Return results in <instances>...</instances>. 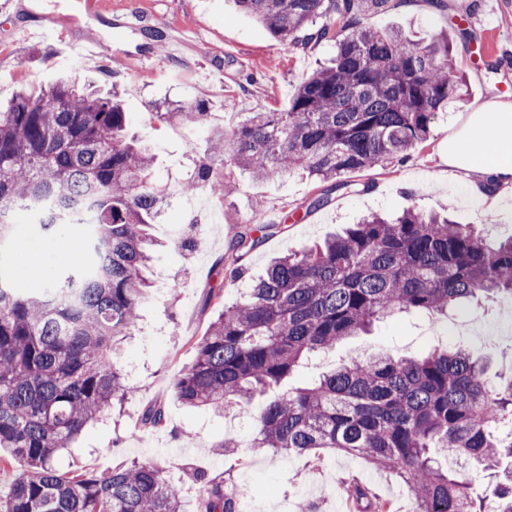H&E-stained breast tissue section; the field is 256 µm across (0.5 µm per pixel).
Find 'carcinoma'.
I'll list each match as a JSON object with an SVG mask.
<instances>
[{
    "instance_id": "obj_1",
    "label": "carcinoma",
    "mask_w": 512,
    "mask_h": 512,
    "mask_svg": "<svg viewBox=\"0 0 512 512\" xmlns=\"http://www.w3.org/2000/svg\"><path fill=\"white\" fill-rule=\"evenodd\" d=\"M389 0H235L280 42L331 39L330 63L305 76L288 108L258 112L214 145L221 161L273 181L304 171L323 186L308 209L349 186L344 174L406 159L426 143L438 115L466 97L448 39L427 44L362 26ZM328 22L316 26L318 20ZM199 123L205 104L156 106ZM118 95L69 81L23 90L0 109V246L19 222L43 235L76 226L78 257L63 273L16 287L0 263V471L26 469L0 496V512H186L183 486L158 466L133 461L104 473L61 474L57 456L135 387L116 359L155 292L148 233L163 189L154 157L125 136ZM225 192L212 160L198 163L182 191ZM273 227L248 224L232 249L241 259ZM512 299V237L490 243L472 224L410 207L373 214L323 244L272 262L223 308L176 376L179 401L222 413L246 409L280 388L309 354L370 331L395 313L438 319L458 304ZM469 349L412 357L354 358L306 387L253 409L255 431L213 445L307 454L331 450L395 472L411 512H512V439L494 438L512 418V380L490 386ZM467 457L497 479L476 498L470 482L433 455ZM200 512H244L247 494L228 479L195 474ZM358 512H391L357 481L345 483Z\"/></svg>"
}]
</instances>
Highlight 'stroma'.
<instances>
[{
  "label": "stroma",
  "mask_w": 512,
  "mask_h": 512,
  "mask_svg": "<svg viewBox=\"0 0 512 512\" xmlns=\"http://www.w3.org/2000/svg\"><path fill=\"white\" fill-rule=\"evenodd\" d=\"M72 0H0V103L23 88H37L60 79L118 91L131 122L128 133L155 156V177L167 191L166 203L151 226L160 241L151 269L159 294L147 302L134 335L121 347L120 362L132 367L133 397L114 410L108 422L88 427L71 452L58 456L64 474L81 468L107 472L131 461H151L175 477L188 479L207 472H230L245 489L246 512H336L344 499L341 482L354 477L391 501L394 512H410V494L395 473L373 467L362 458L335 452L321 459L280 455L267 449H245L230 465L214 445L227 435L248 438L254 429L246 412L217 416L182 406L173 380L194 356L222 306L235 301L237 286L225 277L233 254L230 241L239 226L255 219H277L273 236L240 261L244 279L262 274L270 260L323 242L343 226L370 212L398 213L408 206L448 213L472 224L487 238L512 235V206L486 212L457 182L441 177V151L460 114L490 100L512 102V0L495 23L498 51H481L479 25L488 0H390L386 9L366 15L364 26L402 29L413 40L445 34L467 82V104L440 114L430 139L411 156L385 167L347 174L345 189L330 203L309 210L318 192L315 180L299 174L284 181L259 182L235 167H225L229 188L215 197L208 186L183 193L181 185L200 160L211 154L214 136L236 128L252 112L287 108L300 80L335 53L333 42L304 47L280 43L233 0H108L110 9L92 24L70 20ZM148 17L142 31L114 27L112 10ZM48 16L59 35L47 42L17 38L15 28ZM102 35L113 52L133 56V63L113 70L111 63H91L72 54L69 43L86 29ZM203 100L205 120L199 124L161 121L152 115L155 102ZM79 245L76 232L38 236L22 228L6 248L15 282L26 288L56 275L67 265L57 252L59 239ZM475 350L487 365L485 378L496 385L512 376V303L474 300L450 310L447 323L423 315L400 314L377 323L370 333L347 338L336 347L302 361L292 386H306L334 365L371 350L422 354L442 345ZM165 412L164 427L143 432L141 417L149 407Z\"/></svg>",
  "instance_id": "stroma-1"
}]
</instances>
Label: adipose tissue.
I'll return each instance as SVG.
<instances>
[{
	"label": "adipose tissue",
	"instance_id": "adipose-tissue-1",
	"mask_svg": "<svg viewBox=\"0 0 512 512\" xmlns=\"http://www.w3.org/2000/svg\"><path fill=\"white\" fill-rule=\"evenodd\" d=\"M443 160L486 210H498L512 190V103L495 100L466 113L448 137Z\"/></svg>",
	"mask_w": 512,
	"mask_h": 512
}]
</instances>
